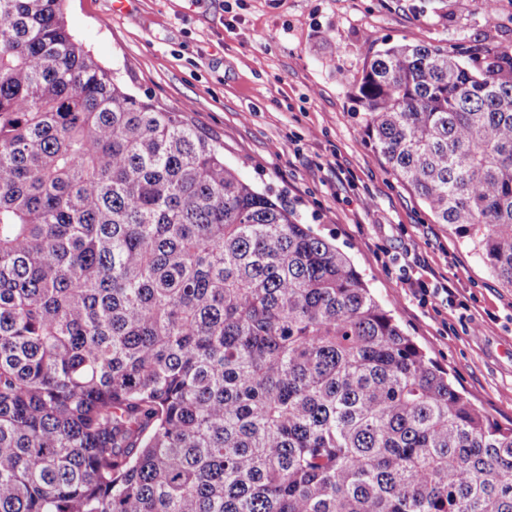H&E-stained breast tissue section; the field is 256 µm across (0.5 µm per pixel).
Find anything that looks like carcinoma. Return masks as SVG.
<instances>
[{
  "label": "carcinoma",
  "instance_id": "1",
  "mask_svg": "<svg viewBox=\"0 0 512 512\" xmlns=\"http://www.w3.org/2000/svg\"><path fill=\"white\" fill-rule=\"evenodd\" d=\"M65 0H0V512H512V426ZM389 170L512 287V54L387 44Z\"/></svg>",
  "mask_w": 512,
  "mask_h": 512
}]
</instances>
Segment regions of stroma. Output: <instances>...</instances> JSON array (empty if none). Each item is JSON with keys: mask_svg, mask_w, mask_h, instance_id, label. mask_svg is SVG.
<instances>
[{"mask_svg": "<svg viewBox=\"0 0 512 512\" xmlns=\"http://www.w3.org/2000/svg\"><path fill=\"white\" fill-rule=\"evenodd\" d=\"M67 0L72 33L132 91L184 112L257 190L272 189L347 253L403 331L456 387L512 424V287L379 158L351 83L384 44L462 60L512 53V0ZM496 23H489L488 12ZM468 310L420 307L406 257Z\"/></svg>", "mask_w": 512, "mask_h": 512, "instance_id": "1", "label": "stroma"}]
</instances>
